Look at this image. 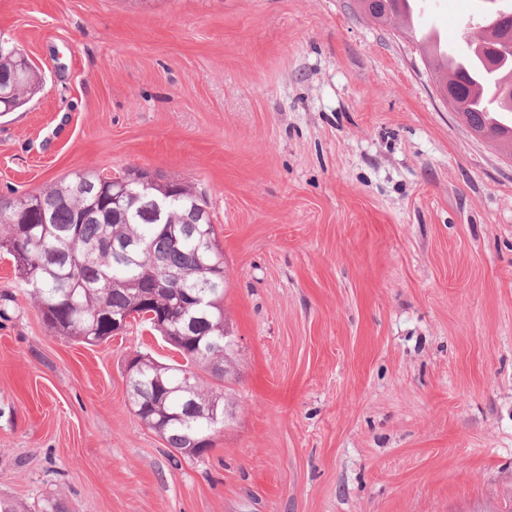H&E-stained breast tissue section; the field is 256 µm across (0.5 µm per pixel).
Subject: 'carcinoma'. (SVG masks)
<instances>
[{
    "label": "carcinoma",
    "mask_w": 512,
    "mask_h": 512,
    "mask_svg": "<svg viewBox=\"0 0 512 512\" xmlns=\"http://www.w3.org/2000/svg\"><path fill=\"white\" fill-rule=\"evenodd\" d=\"M403 0H357L365 15L383 26L403 30ZM512 32V15L496 26L489 40L475 38L459 65L448 73L431 65L435 79L453 86L454 111L469 129L506 157L512 158V125L486 120L474 87L490 84L499 91L496 105L512 112V39L499 41L502 29ZM15 44L0 35V112L26 104L39 84L37 68L20 69ZM129 192L116 193L112 180L90 172L24 198L0 195V252L11 256L28 294L39 305L47 328L65 338L93 345L112 336V317L121 313L171 336L183 362L162 364L148 356L130 376L132 412L156 430L167 447L182 457L192 442L207 439L200 458L214 446L224 423L185 420L186 401L224 398V391L205 377L224 382V254L203 195L189 180L157 177L142 185L138 171L123 175ZM169 202L164 223H156L149 202ZM178 275V295L158 298L153 288L164 271ZM212 302L205 311L184 297Z\"/></svg>",
    "instance_id": "carcinoma-1"
}]
</instances>
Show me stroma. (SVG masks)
<instances>
[{"instance_id":"35a3bbf8","label":"stroma","mask_w":512,"mask_h":512,"mask_svg":"<svg viewBox=\"0 0 512 512\" xmlns=\"http://www.w3.org/2000/svg\"><path fill=\"white\" fill-rule=\"evenodd\" d=\"M478 0H432L461 43ZM44 77L0 195L192 181L224 251L229 417L171 457L127 403L148 328L57 336L0 253V495L30 512H512V161L356 0H0Z\"/></svg>"}]
</instances>
